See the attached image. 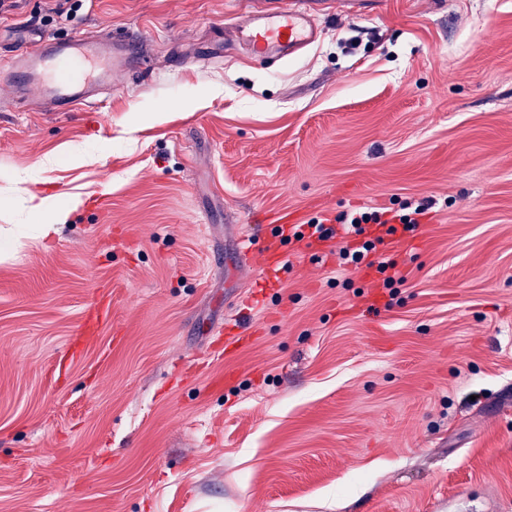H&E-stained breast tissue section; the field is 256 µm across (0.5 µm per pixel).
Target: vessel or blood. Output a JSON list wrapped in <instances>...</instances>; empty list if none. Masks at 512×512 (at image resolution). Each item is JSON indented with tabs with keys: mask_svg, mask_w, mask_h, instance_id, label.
<instances>
[{
	"mask_svg": "<svg viewBox=\"0 0 512 512\" xmlns=\"http://www.w3.org/2000/svg\"><path fill=\"white\" fill-rule=\"evenodd\" d=\"M318 5L319 0H277L276 5L230 18L224 25V43L259 60L288 59L317 41ZM143 63L141 41L133 32L65 39L45 33L34 47L0 63V79L13 84L16 100H23L28 87L36 84L51 111L68 112L98 100L111 86L113 73ZM242 253L259 255L266 267H275L284 259L282 237L269 233L259 247H243Z\"/></svg>",
	"mask_w": 512,
	"mask_h": 512,
	"instance_id": "obj_1",
	"label": "vessel or blood"
}]
</instances>
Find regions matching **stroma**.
Here are the masks:
<instances>
[{"label":"stroma","mask_w":512,"mask_h":512,"mask_svg":"<svg viewBox=\"0 0 512 512\" xmlns=\"http://www.w3.org/2000/svg\"><path fill=\"white\" fill-rule=\"evenodd\" d=\"M61 2L12 0L0 56L155 63L71 112L0 85V512H512V0H333L288 60L182 67L248 0ZM28 191L70 208L50 240ZM426 199L403 284L353 236L239 265L268 219Z\"/></svg>","instance_id":"1"}]
</instances>
